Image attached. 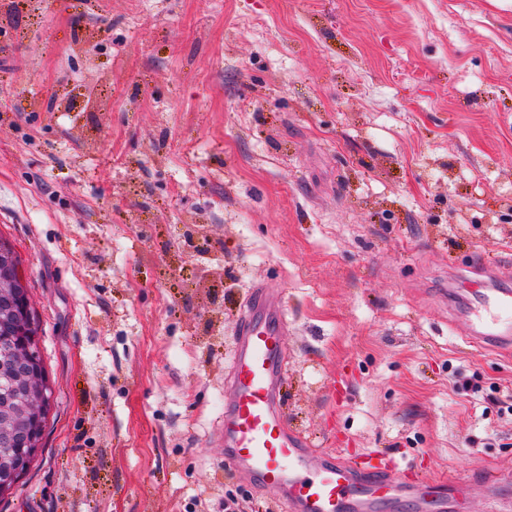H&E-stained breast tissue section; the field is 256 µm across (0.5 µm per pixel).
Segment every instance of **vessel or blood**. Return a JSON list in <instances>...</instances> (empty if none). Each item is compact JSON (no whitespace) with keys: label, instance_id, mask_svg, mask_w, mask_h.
<instances>
[{"label":"vessel or blood","instance_id":"obj_1","mask_svg":"<svg viewBox=\"0 0 512 512\" xmlns=\"http://www.w3.org/2000/svg\"><path fill=\"white\" fill-rule=\"evenodd\" d=\"M475 343L512 349V290L469 292ZM286 320L277 294L252 291L240 315L228 397L224 401V462L258 489L276 490L288 512H394L401 505L445 512L452 484L401 482L392 469H367L344 454L310 447L281 412Z\"/></svg>","mask_w":512,"mask_h":512}]
</instances>
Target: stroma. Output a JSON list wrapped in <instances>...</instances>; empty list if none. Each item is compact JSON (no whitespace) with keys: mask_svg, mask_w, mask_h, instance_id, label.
Here are the masks:
<instances>
[{"mask_svg":"<svg viewBox=\"0 0 512 512\" xmlns=\"http://www.w3.org/2000/svg\"><path fill=\"white\" fill-rule=\"evenodd\" d=\"M0 237L56 399L0 512H280L224 473L258 285L313 447L512 474V354L448 309L512 285V0H0Z\"/></svg>","mask_w":512,"mask_h":512,"instance_id":"stroma-1","label":"stroma"}]
</instances>
